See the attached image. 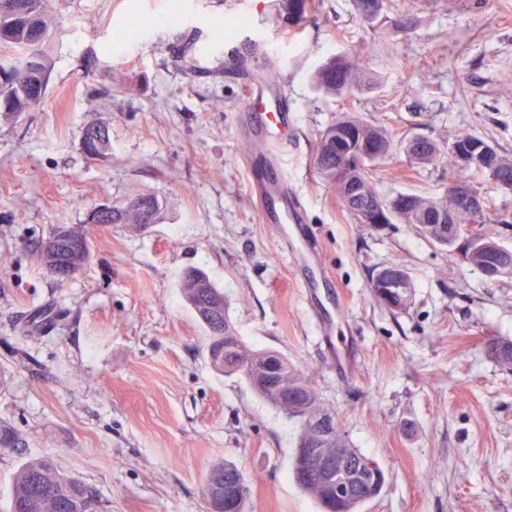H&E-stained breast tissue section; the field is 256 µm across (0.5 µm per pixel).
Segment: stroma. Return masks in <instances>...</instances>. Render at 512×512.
<instances>
[{
	"label": "stroma",
	"mask_w": 512,
	"mask_h": 512,
	"mask_svg": "<svg viewBox=\"0 0 512 512\" xmlns=\"http://www.w3.org/2000/svg\"><path fill=\"white\" fill-rule=\"evenodd\" d=\"M129 2L50 0L46 92L0 116V423L20 436L0 450V512L33 458L89 486L97 512H208L218 463L239 469L245 512H320L290 475L294 421L213 366L181 294L192 267L223 291L245 347L308 371L352 448L382 466L360 512H512V370L487 349L512 341V277L486 279L400 220L359 223L315 165L320 133L347 113L392 137L375 180L385 202L448 188L442 166L411 164L407 140L443 148L464 131L512 159V0H383L369 23L353 0ZM136 11L152 25L135 28ZM234 37L254 40L288 105L280 167L328 277L306 290L250 190L267 160L244 82L262 71L225 57ZM351 50L375 87L317 91L319 66ZM94 122L111 131L104 158L82 149ZM137 195L158 199L157 223L89 224ZM62 225L92 251L65 281L38 259ZM394 261L413 288L392 311L371 280ZM39 309L51 321L24 332Z\"/></svg>",
	"instance_id": "stroma-1"
}]
</instances>
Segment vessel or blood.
Here are the masks:
<instances>
[{
  "instance_id": "vessel-or-blood-1",
  "label": "vessel or blood",
  "mask_w": 512,
  "mask_h": 512,
  "mask_svg": "<svg viewBox=\"0 0 512 512\" xmlns=\"http://www.w3.org/2000/svg\"><path fill=\"white\" fill-rule=\"evenodd\" d=\"M245 109L251 113L257 125L262 128L266 146L275 147L286 144L285 132L288 128V113L283 106L267 105L265 89L249 91L246 96ZM251 188L265 220L278 225L282 238L291 241V261L300 266L304 265L311 256L312 249L307 240L299 238L296 231L300 215L287 190L284 176L279 174L271 180L253 179Z\"/></svg>"
}]
</instances>
